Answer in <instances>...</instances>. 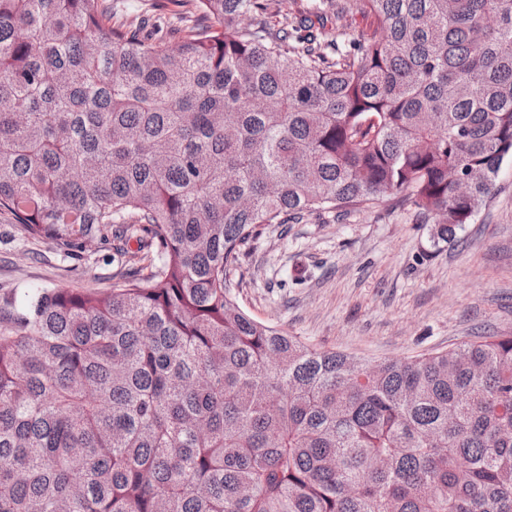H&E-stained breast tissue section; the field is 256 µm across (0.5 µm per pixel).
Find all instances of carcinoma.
<instances>
[{
	"instance_id": "carcinoma-1",
	"label": "carcinoma",
	"mask_w": 512,
	"mask_h": 512,
	"mask_svg": "<svg viewBox=\"0 0 512 512\" xmlns=\"http://www.w3.org/2000/svg\"><path fill=\"white\" fill-rule=\"evenodd\" d=\"M0 0V216L106 291L0 317V512H512V334L370 363L232 295L264 224L400 197L434 238L512 160V0ZM153 0H115L112 7L117 15L125 20L137 23L142 16L151 14Z\"/></svg>"
}]
</instances>
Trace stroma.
<instances>
[{
    "instance_id": "1",
    "label": "stroma",
    "mask_w": 512,
    "mask_h": 512,
    "mask_svg": "<svg viewBox=\"0 0 512 512\" xmlns=\"http://www.w3.org/2000/svg\"><path fill=\"white\" fill-rule=\"evenodd\" d=\"M126 261L112 241L75 256L0 218V306L77 281L105 290ZM242 265L232 293L253 318L368 361L512 333V161L453 242H435L416 208L392 198L262 225Z\"/></svg>"
}]
</instances>
